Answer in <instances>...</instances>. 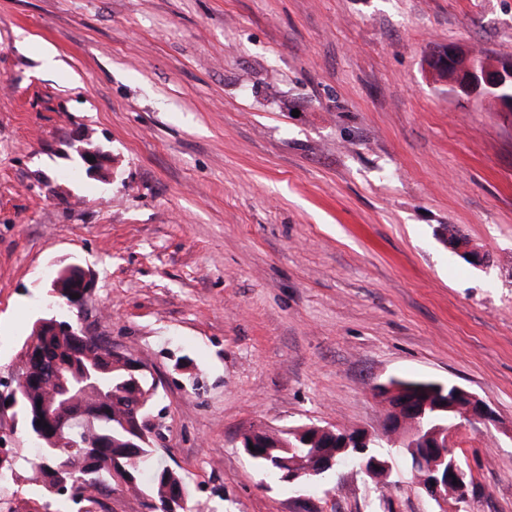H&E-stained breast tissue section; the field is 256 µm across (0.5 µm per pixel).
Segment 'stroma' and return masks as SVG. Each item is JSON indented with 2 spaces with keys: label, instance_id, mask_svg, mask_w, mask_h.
<instances>
[{
  "label": "stroma",
  "instance_id": "stroma-1",
  "mask_svg": "<svg viewBox=\"0 0 512 512\" xmlns=\"http://www.w3.org/2000/svg\"><path fill=\"white\" fill-rule=\"evenodd\" d=\"M451 44L512 54V0H0V382L78 263L84 330L158 384L153 449L191 512H512V112L428 69ZM83 135L109 180L80 172ZM392 378L493 410L453 436L467 502L440 510L399 454L387 481L291 484L241 447L381 435ZM1 436L0 500L31 512L39 449L12 414ZM62 271H63V275L65 277H68L72 274L75 275L76 284L73 288H79L78 293H77L79 295V298H72V295H71V300H72L71 304H72L73 308L78 310V312L80 313V316H81V314L83 312V308L86 304L88 295L90 294V292L93 288V282H92L91 276L88 273V271L85 270V268L83 266H81L80 264H77V263L68 265Z\"/></svg>",
  "mask_w": 512,
  "mask_h": 512
}]
</instances>
